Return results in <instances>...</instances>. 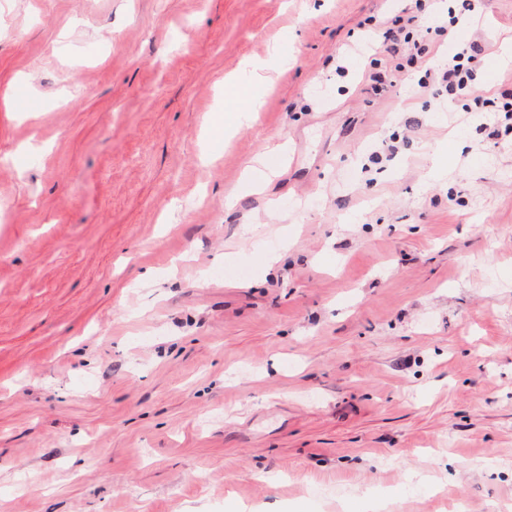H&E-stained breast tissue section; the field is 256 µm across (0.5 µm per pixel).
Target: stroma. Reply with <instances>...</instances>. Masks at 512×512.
Masks as SVG:
<instances>
[{"instance_id":"35a3bbf8","label":"stroma","mask_w":512,"mask_h":512,"mask_svg":"<svg viewBox=\"0 0 512 512\" xmlns=\"http://www.w3.org/2000/svg\"><path fill=\"white\" fill-rule=\"evenodd\" d=\"M446 8L0 0V512H512V132L358 81ZM417 16L395 15L382 23V38L389 41L394 50L397 47L409 53L410 61L423 58L428 47L426 42L432 32V28L423 27L416 24Z\"/></svg>"}]
</instances>
